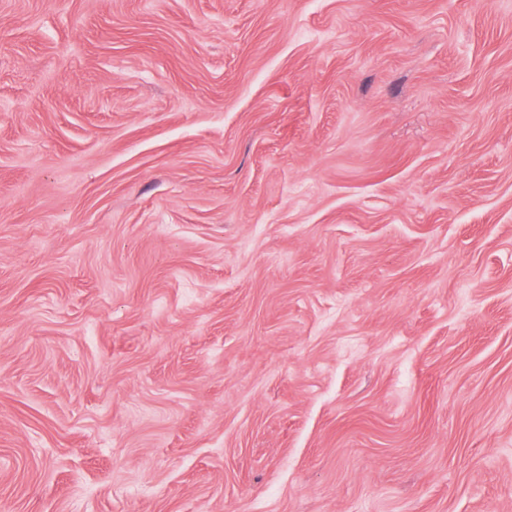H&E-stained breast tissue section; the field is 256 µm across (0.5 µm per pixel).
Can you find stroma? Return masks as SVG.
<instances>
[{"mask_svg": "<svg viewBox=\"0 0 512 512\" xmlns=\"http://www.w3.org/2000/svg\"><path fill=\"white\" fill-rule=\"evenodd\" d=\"M0 512H512V0H0Z\"/></svg>", "mask_w": 512, "mask_h": 512, "instance_id": "1", "label": "stroma"}]
</instances>
